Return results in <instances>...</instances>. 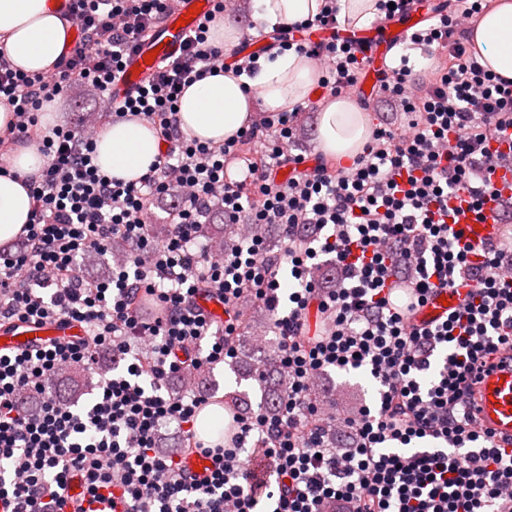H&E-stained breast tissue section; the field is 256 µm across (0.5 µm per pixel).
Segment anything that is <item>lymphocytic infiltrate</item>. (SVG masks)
Listing matches in <instances>:
<instances>
[{
	"mask_svg": "<svg viewBox=\"0 0 512 512\" xmlns=\"http://www.w3.org/2000/svg\"><path fill=\"white\" fill-rule=\"evenodd\" d=\"M177 0H70L66 17L80 37L56 73L16 69L0 49V103L14 119L5 145L36 142L46 164L34 183L32 216L16 248L0 249V323H78L82 339L0 353V501L10 512H87L111 501L121 512H512V445L483 433L470 412L467 376L475 364L512 347V231L466 242L449 224L448 203L467 194L482 215L491 175L512 155V81L483 68L466 35L483 0H449L411 33L380 79L379 97L398 112L396 129L377 127L349 167L292 153L294 115L272 112L234 139L211 144L177 126L186 87L219 70L251 75L256 57L210 39L214 23L236 12L216 0L191 31L180 57L123 100L112 87L139 40L160 26ZM336 0L313 23L281 26L282 47L317 61L318 86L336 97L357 89L366 60L338 39L312 45L310 25H336ZM429 59L417 69L411 51ZM85 85L100 105L73 126L41 128L44 104ZM141 117L162 149L138 181L101 174L95 142L103 113ZM261 150H254V143ZM247 155L249 185L227 181L228 156ZM297 168L288 181L283 166ZM168 199L167 237L156 241L149 216ZM242 234L212 258L203 227L214 214ZM285 240L274 256L258 226ZM310 234H301L302 225ZM128 247L110 278L84 276L80 258ZM326 257L332 276L314 279ZM295 286L281 296L278 273ZM413 288L418 304L475 282V292L433 322L411 321L385 294L388 281ZM224 303L214 329L199 293ZM274 315L283 341L278 364L290 389L277 412L238 414L227 445L196 440L197 411L209 397L193 375L236 356L242 299ZM287 314H280V306ZM323 324L308 335L309 313ZM206 354L190 356L201 340ZM126 372L103 377L88 408L47 388L102 353ZM361 369L377 382L375 405L331 428L313 397L329 370ZM182 381L178 394L170 380ZM176 424L181 444L165 453L161 429ZM270 461L267 476L240 458ZM212 458L206 476L187 471L191 454Z\"/></svg>",
	"mask_w": 512,
	"mask_h": 512,
	"instance_id": "lymphocytic-infiltrate-1",
	"label": "lymphocytic infiltrate"
}]
</instances>
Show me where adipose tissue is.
<instances>
[{"mask_svg":"<svg viewBox=\"0 0 512 512\" xmlns=\"http://www.w3.org/2000/svg\"><path fill=\"white\" fill-rule=\"evenodd\" d=\"M322 6V0H253L256 15L271 26L314 18ZM73 29L49 0H0V46L23 71L54 72ZM470 41L482 67L512 80V0H493ZM257 65L247 92L240 79L220 72L186 88L177 114L180 131L201 141L224 142L250 124L256 111L289 112L307 102L318 79L313 61L292 49H272ZM372 127L370 113L352 98H333L319 115L317 147L325 155L352 159L364 150ZM95 154L101 173L135 181L157 158L158 140L142 119L118 118L101 129ZM45 162L37 145L30 144L13 153L9 174H0V244L18 238L28 224L33 207L29 180Z\"/></svg>","mask_w":512,"mask_h":512,"instance_id":"obj_1","label":"adipose tissue"}]
</instances>
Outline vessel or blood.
<instances>
[{"instance_id": "obj_1", "label": "vessel or blood", "mask_w": 512, "mask_h": 512, "mask_svg": "<svg viewBox=\"0 0 512 512\" xmlns=\"http://www.w3.org/2000/svg\"><path fill=\"white\" fill-rule=\"evenodd\" d=\"M198 0H179L174 16L158 28L146 33L137 50L128 59L119 82L112 93L116 99H123L139 87L145 79L153 75L158 63L180 56L184 50L185 40L190 32L189 27H176L177 17L185 15ZM336 34L341 40L350 42L366 51L369 63L385 60L387 53L381 48L379 38L367 35L366 32L350 28L337 31L329 29L310 30L312 43H320L329 34ZM156 51L154 64H145L144 58L149 51ZM451 208L455 212L458 224L464 229L468 240L481 243L498 236L500 226L496 222L497 203L488 200L484 207L483 221H476L468 207L466 199L452 200ZM467 288H451L445 290L443 299H430L421 307H414L413 298L406 285L395 284L390 289L392 301L401 307H414V321H431L445 316L449 308L457 307L467 297ZM84 331L79 324H63L52 322L45 324L20 322L0 324V351L11 352L37 347L43 342L62 336H83ZM471 407L478 428L493 433L499 438L512 437V351L498 352L471 385Z\"/></svg>"}]
</instances>
